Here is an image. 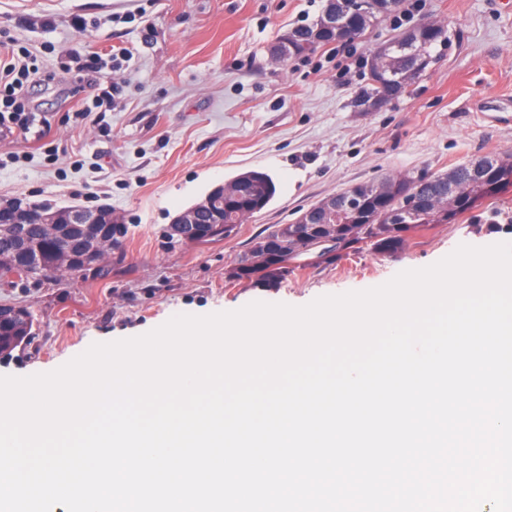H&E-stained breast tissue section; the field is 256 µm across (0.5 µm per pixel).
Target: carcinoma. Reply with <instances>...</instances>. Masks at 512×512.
<instances>
[{
    "mask_svg": "<svg viewBox=\"0 0 512 512\" xmlns=\"http://www.w3.org/2000/svg\"><path fill=\"white\" fill-rule=\"evenodd\" d=\"M319 21L290 29L296 52L288 58L314 52L317 48L339 43L334 34L318 30ZM413 39L399 35L389 41L384 51L390 56L389 67L382 73L368 67L366 85L355 98L356 106L380 97L393 101L401 97L432 62L433 49L445 39V29L434 21H424L412 28ZM512 188V153H494L455 166L443 174L425 172L403 177H388L380 181L354 184L345 192L361 198L364 211L355 217L342 207L343 193L336 194V240L345 249L333 253L317 246L312 238L288 237L292 224H277L264 230L251 242L225 272L228 283L248 282L263 288H276L295 266L332 265L368 246L379 255H394L407 245V234L426 224H455L466 213L485 201L497 198ZM276 193L272 177L265 172L250 170L224 183V223L235 231L244 220L265 209ZM412 195L428 204L404 224L394 221L403 208L404 195ZM277 233L288 238L284 251L263 255L262 240ZM90 242L83 225L73 224L67 235L51 236L42 224H25L21 235L14 234L13 225L0 224V278L47 276L50 265L61 255L80 257L86 254ZM34 316H7L0 320V356L25 344L34 336Z\"/></svg>",
    "mask_w": 512,
    "mask_h": 512,
    "instance_id": "1",
    "label": "carcinoma"
}]
</instances>
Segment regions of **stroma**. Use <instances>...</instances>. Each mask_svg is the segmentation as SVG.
<instances>
[{"label": "stroma", "mask_w": 512, "mask_h": 512, "mask_svg": "<svg viewBox=\"0 0 512 512\" xmlns=\"http://www.w3.org/2000/svg\"><path fill=\"white\" fill-rule=\"evenodd\" d=\"M404 2L357 41L275 64L277 37L316 20L324 0H0V31L56 74L24 87L51 124L46 138L0 139V202L108 206L127 228L121 247L90 271L0 279V304L35 317L28 344L0 357V376L53 371L92 344L145 334L180 314L254 301L302 306L377 287L459 245L500 240L488 227L512 222V192L458 223L412 231L391 256L365 248L272 289L224 280L261 231L352 184L512 152V0ZM424 20L446 30L433 63L403 97L358 111L371 50ZM86 43L104 63H120L107 113L92 110L96 90L69 55ZM79 100L90 113H77ZM249 170L276 183L264 210L228 238L168 246L177 213Z\"/></svg>", "instance_id": "stroma-1"}]
</instances>
